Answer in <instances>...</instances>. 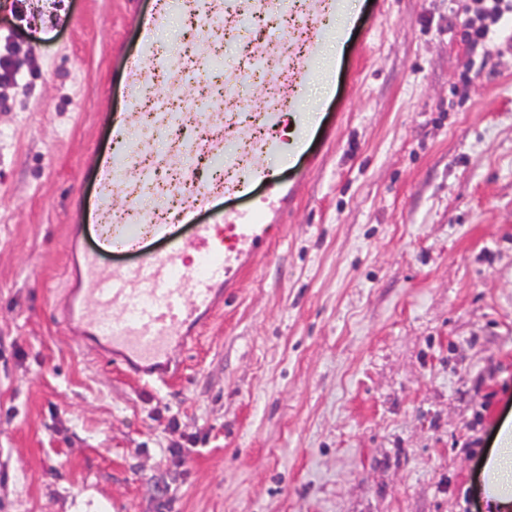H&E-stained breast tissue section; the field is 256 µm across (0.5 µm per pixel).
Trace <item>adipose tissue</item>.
Listing matches in <instances>:
<instances>
[{
	"label": "adipose tissue",
	"mask_w": 512,
	"mask_h": 512,
	"mask_svg": "<svg viewBox=\"0 0 512 512\" xmlns=\"http://www.w3.org/2000/svg\"><path fill=\"white\" fill-rule=\"evenodd\" d=\"M471 493L483 501L487 512H512V419L501 422Z\"/></svg>",
	"instance_id": "ef3b65f1"
}]
</instances>
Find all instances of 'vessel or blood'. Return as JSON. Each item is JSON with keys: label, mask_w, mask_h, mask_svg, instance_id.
<instances>
[{"label": "vessel or blood", "mask_w": 512, "mask_h": 512, "mask_svg": "<svg viewBox=\"0 0 512 512\" xmlns=\"http://www.w3.org/2000/svg\"><path fill=\"white\" fill-rule=\"evenodd\" d=\"M339 0H179L183 14L201 24L218 20L234 24L247 14L274 9L297 15L299 25L291 35H269L256 42L246 60L248 68H260L269 77L265 90L251 99L239 113L234 129L224 126V94L215 89L204 101H191L198 121L209 127L203 137H191L180 154V182L158 185L154 172L140 159L142 146H131L129 138L139 110V93L152 91L154 70L162 68L168 79V96L182 93L201 71L211 66L209 57L197 55L177 60L163 56L157 46V32L167 15L168 0H151V9L136 26L138 48L126 65L129 96L124 109L111 124L112 151L103 155L96 170L98 191L95 211L111 210L113 226L104 230L103 247L119 241L138 240L141 233L168 241L164 255L144 256L132 272L118 275L101 266L100 250L87 248L84 227H68L67 277L59 321L75 334L77 341L104 361L121 360L133 369L168 385L175 377L177 352L193 347L202 327L210 320L229 289L238 287L245 271L259 256L274 233L285 227L284 219L300 196L303 180L316 171L320 159L306 153V139L289 143L274 131L284 117L299 111L313 79H321L327 96H334L336 73L325 59L329 40L366 48L385 0H373L364 24L335 25ZM263 124L268 134L256 139L252 129ZM252 139L259 163L239 167L233 143ZM305 158L298 182L283 185L262 165L265 157L282 154ZM208 157L223 160L234 172L225 184L199 180L196 161ZM122 182L128 202L115 207L110 189ZM265 185L262 200L224 217L223 232L200 223V216L213 208L217 197L228 194L252 197L256 185ZM186 198L179 221L196 227L194 253L186 255L172 227L156 222L153 209L141 206L140 198L164 202L168 196Z\"/></svg>", "instance_id": "obj_1"}]
</instances>
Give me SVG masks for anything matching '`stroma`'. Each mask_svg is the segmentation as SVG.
Returning a JSON list of instances; mask_svg holds the SVG:
<instances>
[{"label":"stroma","instance_id":"obj_1","mask_svg":"<svg viewBox=\"0 0 512 512\" xmlns=\"http://www.w3.org/2000/svg\"><path fill=\"white\" fill-rule=\"evenodd\" d=\"M470 3L386 0L286 231L159 388L54 317L135 0H0V512H482L462 490L512 417V47L472 75Z\"/></svg>","mask_w":512,"mask_h":512}]
</instances>
